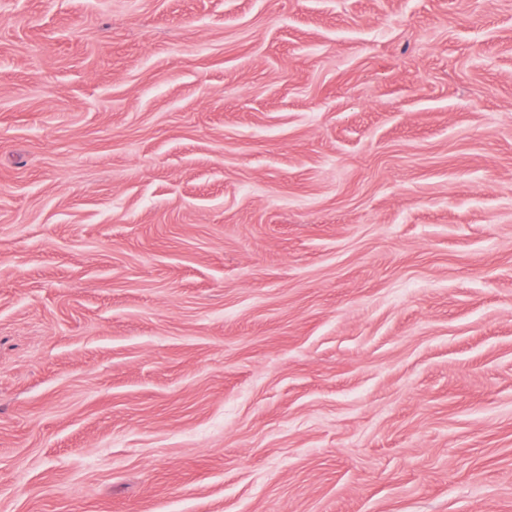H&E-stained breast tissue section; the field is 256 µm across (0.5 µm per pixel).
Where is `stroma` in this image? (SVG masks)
<instances>
[{"instance_id":"obj_1","label":"stroma","mask_w":512,"mask_h":512,"mask_svg":"<svg viewBox=\"0 0 512 512\" xmlns=\"http://www.w3.org/2000/svg\"><path fill=\"white\" fill-rule=\"evenodd\" d=\"M0 512H512V0H0Z\"/></svg>"}]
</instances>
